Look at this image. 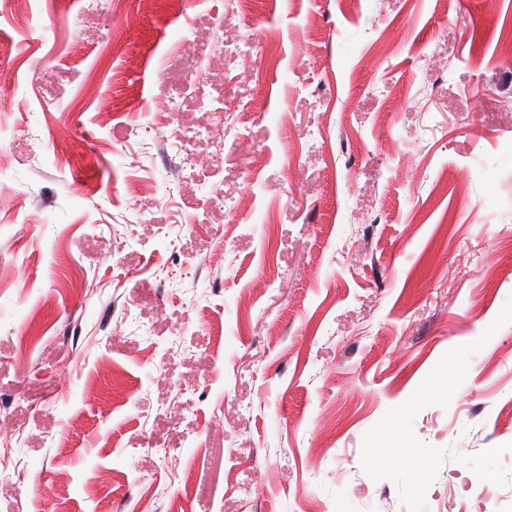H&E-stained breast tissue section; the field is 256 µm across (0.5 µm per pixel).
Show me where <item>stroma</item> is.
<instances>
[{
	"instance_id": "stroma-1",
	"label": "stroma",
	"mask_w": 512,
	"mask_h": 512,
	"mask_svg": "<svg viewBox=\"0 0 512 512\" xmlns=\"http://www.w3.org/2000/svg\"><path fill=\"white\" fill-rule=\"evenodd\" d=\"M0 181V512H512V0H17Z\"/></svg>"
}]
</instances>
